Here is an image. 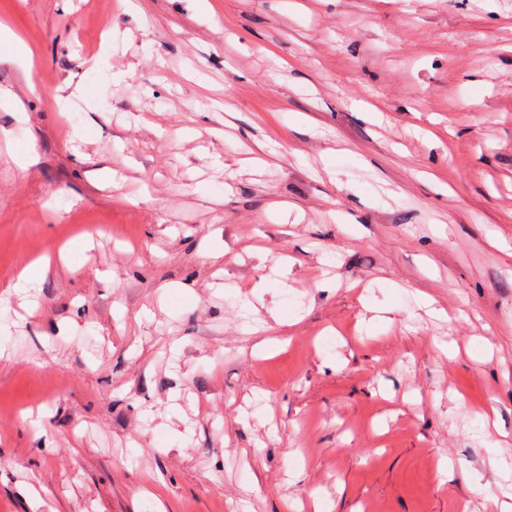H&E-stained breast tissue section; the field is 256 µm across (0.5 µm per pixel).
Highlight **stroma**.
I'll return each instance as SVG.
<instances>
[{"mask_svg": "<svg viewBox=\"0 0 512 512\" xmlns=\"http://www.w3.org/2000/svg\"><path fill=\"white\" fill-rule=\"evenodd\" d=\"M212 3L0 0V512H489L512 0Z\"/></svg>", "mask_w": 512, "mask_h": 512, "instance_id": "obj_1", "label": "stroma"}]
</instances>
